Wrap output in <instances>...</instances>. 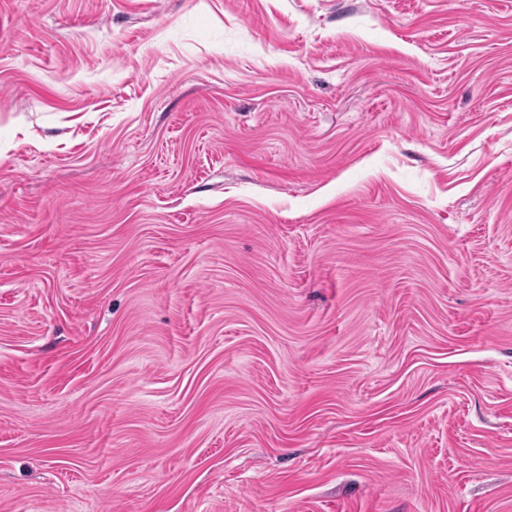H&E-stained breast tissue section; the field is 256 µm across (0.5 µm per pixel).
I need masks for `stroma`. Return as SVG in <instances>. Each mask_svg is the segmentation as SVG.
I'll use <instances>...</instances> for the list:
<instances>
[{
	"instance_id": "1",
	"label": "stroma",
	"mask_w": 512,
	"mask_h": 512,
	"mask_svg": "<svg viewBox=\"0 0 512 512\" xmlns=\"http://www.w3.org/2000/svg\"><path fill=\"white\" fill-rule=\"evenodd\" d=\"M0 512H512V0H0Z\"/></svg>"
}]
</instances>
